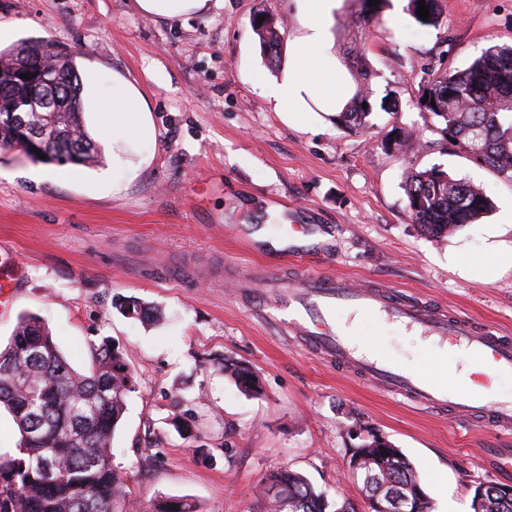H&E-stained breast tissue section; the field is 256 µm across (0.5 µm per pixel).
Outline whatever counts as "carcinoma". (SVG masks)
I'll return each mask as SVG.
<instances>
[{
    "instance_id": "1",
    "label": "carcinoma",
    "mask_w": 512,
    "mask_h": 512,
    "mask_svg": "<svg viewBox=\"0 0 512 512\" xmlns=\"http://www.w3.org/2000/svg\"><path fill=\"white\" fill-rule=\"evenodd\" d=\"M425 5L430 14L425 20L417 15L418 0H409L407 11L419 24L434 26L441 0H425ZM254 28L268 61L279 62L282 34L275 23L267 18ZM53 57L52 45L44 41L0 50V114L17 115L12 122L0 120V149L25 150L37 127L52 147L46 162L89 164L98 150L81 120V83L72 58L60 81L58 108L45 114L29 108L41 71ZM366 102L356 96L338 115L339 123L366 127L372 111L363 107ZM415 105L437 118L434 130L443 141L512 181V44L488 47L463 69L428 75ZM404 191L411 222L435 241L492 209L479 187L437 167L407 170ZM92 349L90 369L76 370L44 320L32 314L20 316L8 345L0 349V407L20 434L16 452L0 454V512H127L128 491L113 465L112 443L133 377L122 352L105 342ZM224 373L242 392H260L249 368L231 363ZM361 446L368 448L373 474L362 483L365 496L402 495L417 503L419 512H432L417 470L400 449L384 438L353 444ZM47 462L57 472L52 483L42 474ZM259 493L264 512H350L348 503L328 499L326 491L286 467L262 478ZM150 512H200V507L188 496H162ZM480 512H512V497L490 487Z\"/></svg>"
}]
</instances>
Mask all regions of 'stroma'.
Returning <instances> with one entry per match:
<instances>
[{
    "label": "stroma",
    "instance_id": "35a3bbf8",
    "mask_svg": "<svg viewBox=\"0 0 512 512\" xmlns=\"http://www.w3.org/2000/svg\"><path fill=\"white\" fill-rule=\"evenodd\" d=\"M437 25H419L406 0H381L363 37L360 0L335 14L340 62L360 55L359 91L370 130L285 124L249 80L279 74L253 18L282 34L296 19L287 0H220L207 17L167 23L133 0H0L14 43L53 40L77 69L116 71L143 91L158 137L152 160L121 195L100 181L112 153L38 164L0 150V250L22 270L16 299L0 309V345L23 314L44 319L74 368L91 344L125 356L134 387L112 453L130 492L129 512L161 496L193 498L202 512H260L259 480L286 467L365 504L344 479L347 426L364 420L420 473L434 512H473L476 486L512 485V434L420 409L323 359L260 314L250 279L312 268L360 285L397 289L407 301L459 314L512 336V182L438 144L430 114L413 104L422 77L464 68L494 44H512V0H441ZM394 129L402 150L382 147ZM438 166L483 189L480 220L436 242L411 223L403 173ZM304 224L299 244L274 248L280 226ZM143 304L153 320L128 314ZM353 344L440 377L424 338L401 324L337 309ZM256 373L262 393H242L225 361Z\"/></svg>",
    "mask_w": 512,
    "mask_h": 512
}]
</instances>
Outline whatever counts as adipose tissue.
Listing matches in <instances>:
<instances>
[{
  "label": "adipose tissue",
  "mask_w": 512,
  "mask_h": 512,
  "mask_svg": "<svg viewBox=\"0 0 512 512\" xmlns=\"http://www.w3.org/2000/svg\"><path fill=\"white\" fill-rule=\"evenodd\" d=\"M297 26L290 33L288 61L278 77L258 80L256 86L269 108L282 121L310 112L324 118L345 110L354 90L340 69L334 52V14L338 0H293ZM136 9L156 20L168 21L207 14L211 0H134ZM86 111L96 116L112 152V192L120 194L126 182L137 178L151 157L146 146L155 143L152 109L140 89L113 76L104 91L100 70L84 73Z\"/></svg>",
  "instance_id": "1"
}]
</instances>
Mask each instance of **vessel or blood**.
<instances>
[{"label": "vessel or blood", "instance_id": "1", "mask_svg": "<svg viewBox=\"0 0 512 512\" xmlns=\"http://www.w3.org/2000/svg\"><path fill=\"white\" fill-rule=\"evenodd\" d=\"M260 297L268 312L307 347L328 360L355 370L363 379L405 398L449 413L512 429V402L497 400L488 380L448 386L418 369L365 351L349 342L330 318L344 304L366 314L399 322L407 329L451 346L461 361L482 364L495 373H512V338L492 327L405 302L394 290L353 288L341 278L303 271L295 278L269 273L261 279Z\"/></svg>", "mask_w": 512, "mask_h": 512}]
</instances>
